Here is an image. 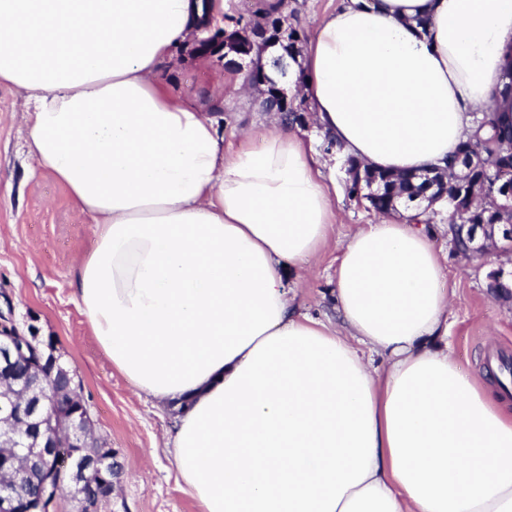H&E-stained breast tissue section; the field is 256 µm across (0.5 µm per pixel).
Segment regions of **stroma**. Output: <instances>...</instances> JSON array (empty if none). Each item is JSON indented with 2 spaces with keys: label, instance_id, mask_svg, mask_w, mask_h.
<instances>
[{
  "label": "stroma",
  "instance_id": "1",
  "mask_svg": "<svg viewBox=\"0 0 512 512\" xmlns=\"http://www.w3.org/2000/svg\"><path fill=\"white\" fill-rule=\"evenodd\" d=\"M286 2L284 25L296 32L303 49L315 22L343 0ZM217 67L237 70L212 53L202 59L178 58L163 69L186 97L209 94L213 111L220 114L217 129L225 145H236L244 132L253 145H261L273 113L263 110L255 91L243 95L229 83L215 86ZM28 107L24 92L0 83V292H10L18 316L35 314L42 336L53 338L63 361L81 381L96 436L117 453L122 483L99 512H199L197 502L178 484L165 448L175 428V411L139 393L113 369L74 299L72 271L93 246L92 222L73 206L64 185L34 171L23 120ZM324 174L336 187L338 218L324 250L289 273L287 288L301 312L335 322L339 249L358 226L376 223L379 216L368 201L348 198L344 156H337ZM431 230L451 293L448 337L435 344L447 346L460 369L476 377L489 358L512 359V300H502L489 287L494 271H512V253L493 248L471 257L457 253L444 213Z\"/></svg>",
  "mask_w": 512,
  "mask_h": 512
}]
</instances>
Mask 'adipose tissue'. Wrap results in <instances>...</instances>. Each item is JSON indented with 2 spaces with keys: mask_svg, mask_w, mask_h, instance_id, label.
<instances>
[{
  "mask_svg": "<svg viewBox=\"0 0 512 512\" xmlns=\"http://www.w3.org/2000/svg\"><path fill=\"white\" fill-rule=\"evenodd\" d=\"M223 20L224 0H0L29 151L93 220L72 287L99 347L180 409L167 449L200 512H512V400L424 345L450 305L426 225L349 237L340 327L291 304L336 220L312 146L278 123L225 148L162 69ZM303 68L344 155L443 167L476 109L512 118V0H344Z\"/></svg>",
  "mask_w": 512,
  "mask_h": 512,
  "instance_id": "ef3b65f1",
  "label": "adipose tissue"
}]
</instances>
